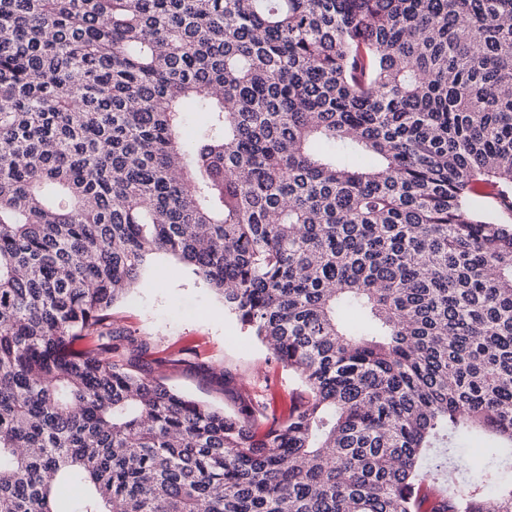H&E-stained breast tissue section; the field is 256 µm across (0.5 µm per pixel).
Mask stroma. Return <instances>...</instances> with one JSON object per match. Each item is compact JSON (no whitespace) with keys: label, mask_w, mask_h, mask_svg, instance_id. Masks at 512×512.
<instances>
[{"label":"stroma","mask_w":512,"mask_h":512,"mask_svg":"<svg viewBox=\"0 0 512 512\" xmlns=\"http://www.w3.org/2000/svg\"><path fill=\"white\" fill-rule=\"evenodd\" d=\"M117 331L149 345L137 367L227 410L245 395L285 399L295 384L260 343L224 315L222 299L170 255L153 256L137 289L112 307Z\"/></svg>","instance_id":"1"}]
</instances>
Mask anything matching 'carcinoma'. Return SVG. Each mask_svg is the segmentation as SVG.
I'll return each instance as SVG.
<instances>
[{"instance_id": "carcinoma-1", "label": "carcinoma", "mask_w": 512, "mask_h": 512, "mask_svg": "<svg viewBox=\"0 0 512 512\" xmlns=\"http://www.w3.org/2000/svg\"><path fill=\"white\" fill-rule=\"evenodd\" d=\"M499 213L512 0H0V512H512ZM157 253L286 410L112 360Z\"/></svg>"}]
</instances>
